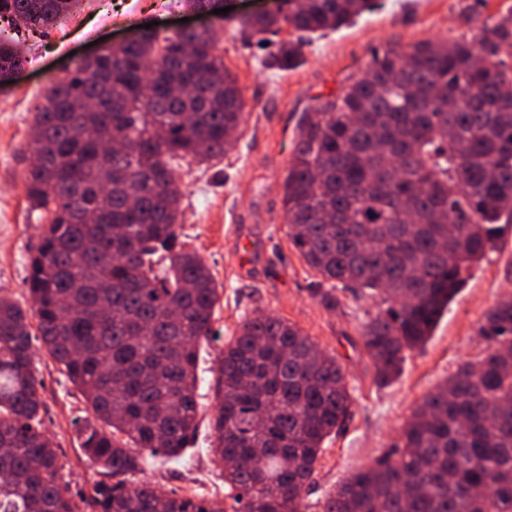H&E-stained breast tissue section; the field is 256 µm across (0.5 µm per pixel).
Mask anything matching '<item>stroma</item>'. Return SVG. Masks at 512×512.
I'll return each instance as SVG.
<instances>
[{
  "label": "stroma",
  "instance_id": "1",
  "mask_svg": "<svg viewBox=\"0 0 512 512\" xmlns=\"http://www.w3.org/2000/svg\"><path fill=\"white\" fill-rule=\"evenodd\" d=\"M165 0H83L81 10L48 33L25 32L27 58L12 83L0 86V294L23 308L32 301L25 286L30 256L46 222L31 210L23 176L30 161L33 108L64 68L87 55V46L132 35L158 22L167 31L190 9L167 10ZM512 0H374L354 24L314 35L298 67L281 72L268 51L245 43L232 22L224 24L220 53L237 78L249 111L237 139L218 164L182 170V239L208 264L219 288L213 334L199 344L195 391L199 427L191 448L176 459L145 456L141 480L163 492L198 500L225 498L221 468L210 452L214 377L224 345L247 317L268 313L296 324L342 366L352 405L345 424L324 445L317 470L303 494L302 512H320L329 493L350 472L371 465L394 443L413 409L458 364L481 357L487 347L478 328L485 313L512 293V225L497 251L471 272L427 343L407 353L400 375L379 383L365 354L361 331L371 302L337 290L336 307L323 306L317 278L288 236L282 184L303 113L319 99L339 94L364 71L372 49H404L423 40L471 36L477 20L505 12ZM36 367L44 383V426L71 492L99 481L79 448L76 423L88 406L65 369L45 351Z\"/></svg>",
  "mask_w": 512,
  "mask_h": 512
}]
</instances>
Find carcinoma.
Listing matches in <instances>:
<instances>
[{
    "label": "carcinoma",
    "mask_w": 512,
    "mask_h": 512,
    "mask_svg": "<svg viewBox=\"0 0 512 512\" xmlns=\"http://www.w3.org/2000/svg\"><path fill=\"white\" fill-rule=\"evenodd\" d=\"M80 2L0 0V18L47 29ZM369 9L281 0L237 26L275 46L286 71L301 61V34ZM223 36L144 29L55 79L35 107L24 190L47 224L25 279L32 311L0 296V512H301L324 442L350 413L336 358L259 313L216 369L212 452L229 508L132 480L142 453L177 457L197 427V346L219 293L178 232L179 168L224 157L244 120ZM25 63L18 40L0 36V83ZM283 201L318 284L379 298L361 337L377 380L391 382L512 223V9L469 38L373 51L366 73L305 113ZM479 335L485 354L428 393L398 442L322 512H512V296ZM35 341L87 402L80 449L108 477L75 496L43 426Z\"/></svg>",
    "instance_id": "1"
}]
</instances>
